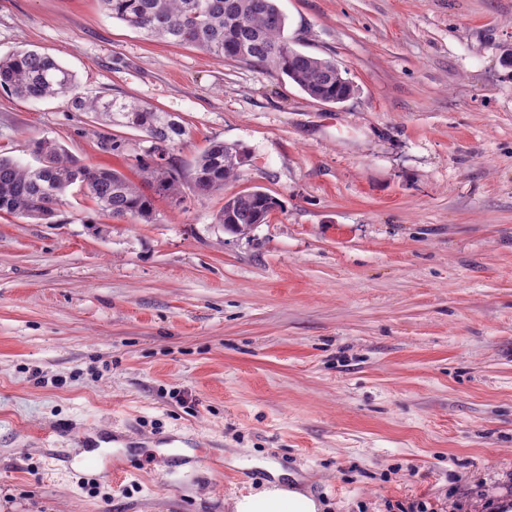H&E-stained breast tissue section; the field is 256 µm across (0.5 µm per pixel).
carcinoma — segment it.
Segmentation results:
<instances>
[{
    "label": "carcinoma",
    "mask_w": 512,
    "mask_h": 512,
    "mask_svg": "<svg viewBox=\"0 0 512 512\" xmlns=\"http://www.w3.org/2000/svg\"><path fill=\"white\" fill-rule=\"evenodd\" d=\"M106 12L147 37L191 46L228 60L257 64L288 77L310 98L340 104L355 95L336 61L293 48L284 36L286 18L276 0H102ZM0 89L20 99H62L73 112H92L107 126L144 134L150 145L136 156L139 182L117 169L91 166L73 158L58 141L41 138L35 153L42 165L32 169L0 155V212L46 221L74 184L87 190L100 210L143 224L157 221L156 203L186 201L184 184L171 150L183 139L184 126L174 116L135 101L87 97L75 75L36 50L23 49L0 58ZM100 151L123 156L129 143L105 131ZM237 143L212 141L200 153L191 183L201 195L224 191L237 179L247 159ZM281 208L280 200L261 187L224 195L215 221L233 234H245Z\"/></svg>",
    "instance_id": "carcinoma-1"
}]
</instances>
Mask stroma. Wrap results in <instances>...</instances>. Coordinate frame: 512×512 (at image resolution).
Instances as JSON below:
<instances>
[{"label": "stroma", "instance_id": "1", "mask_svg": "<svg viewBox=\"0 0 512 512\" xmlns=\"http://www.w3.org/2000/svg\"><path fill=\"white\" fill-rule=\"evenodd\" d=\"M354 98L151 40L101 0H0V57L36 49L86 96L214 140L236 192L283 207L224 231L187 190L157 221L66 195L0 214V512H234L271 487L319 512L512 502V0H277ZM0 90V153L33 143L133 174L143 133ZM112 477H99L104 464Z\"/></svg>", "mask_w": 512, "mask_h": 512}]
</instances>
